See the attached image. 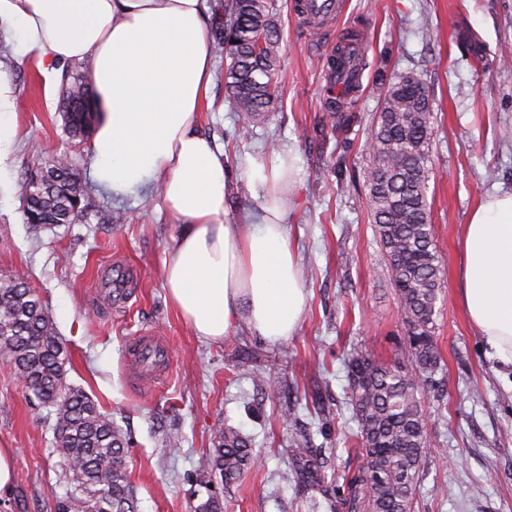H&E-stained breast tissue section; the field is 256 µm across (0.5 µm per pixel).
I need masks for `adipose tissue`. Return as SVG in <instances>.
I'll use <instances>...</instances> for the list:
<instances>
[{
  "label": "adipose tissue",
  "instance_id": "1",
  "mask_svg": "<svg viewBox=\"0 0 512 512\" xmlns=\"http://www.w3.org/2000/svg\"><path fill=\"white\" fill-rule=\"evenodd\" d=\"M209 0H0L46 80L89 63L98 121L94 177L116 194L160 181L184 225L163 259L170 300L201 339L237 325L292 336L306 308L279 191L282 153L253 164L258 220L231 223L224 155L196 129L213 79ZM460 302L490 360L512 367V194L485 198L461 228Z\"/></svg>",
  "mask_w": 512,
  "mask_h": 512
}]
</instances>
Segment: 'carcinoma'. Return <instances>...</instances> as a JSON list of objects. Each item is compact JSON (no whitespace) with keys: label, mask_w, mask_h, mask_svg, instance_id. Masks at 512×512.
Returning <instances> with one entry per match:
<instances>
[{"label":"carcinoma","mask_w":512,"mask_h":512,"mask_svg":"<svg viewBox=\"0 0 512 512\" xmlns=\"http://www.w3.org/2000/svg\"><path fill=\"white\" fill-rule=\"evenodd\" d=\"M223 11L215 38L229 60L225 85L245 136L272 107L280 87V35L272 0H224ZM62 107L74 108L66 113L73 135H87L95 112L91 69L71 70ZM431 123L426 86L413 75H401L388 84L367 143L369 207L406 328L407 361L385 364L362 353L351 357L348 400L362 462L343 484L327 481L325 458L306 430L292 438L289 478L307 493L335 500L337 512H413L429 448L421 396L439 384L434 329L443 274L427 200ZM47 167L54 169L57 187L34 195L28 180L21 184L26 224L36 235L51 225L74 223L86 206L70 168L53 162ZM0 356L14 366L38 405L53 408L54 449L73 475L76 512H137L126 469L129 439L88 394L65 384L64 344L41 299L20 275L0 278ZM254 462L246 438L227 428L219 431L218 446L201 458L200 469L228 486ZM196 512H224L221 496L208 490Z\"/></svg>","instance_id":"carcinoma-1"}]
</instances>
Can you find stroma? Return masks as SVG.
<instances>
[{"label":"stroma","mask_w":512,"mask_h":512,"mask_svg":"<svg viewBox=\"0 0 512 512\" xmlns=\"http://www.w3.org/2000/svg\"><path fill=\"white\" fill-rule=\"evenodd\" d=\"M296 0H276L283 81L277 104L242 137L214 52L212 103L200 131L228 157L230 221L253 220L251 161L293 156L281 188L301 268L306 311L288 339L245 327L219 341L195 336L171 305L162 262L183 226L154 186L115 196L93 178L88 139L71 137L59 110L61 84L47 85L22 35L0 26V76L11 85L17 135L0 158V278L24 274L67 350L66 382L82 388L130 437L126 463L138 512H195L206 500L199 462L232 427L257 458L243 480L217 486L224 512H331L286 481L289 448L304 425L339 484L361 460L346 387L347 361L362 351L391 361L405 351V325L386 274L368 204L366 145L385 84L412 74L432 104L428 203L444 263L435 336L444 377L424 392L431 448L419 472L414 512H512V369L486 361L481 337L458 301L460 228L487 193L512 192V0H346L340 21L310 30ZM350 32L366 35L359 123L335 133L324 107L327 62ZM65 156L90 206L76 223L31 234L20 183L29 167ZM129 272L136 295L103 304L100 277ZM172 353L165 377L129 384L125 343L143 330ZM55 420L35 406L13 366L0 359V448L14 452V486L0 512H59L73 483L51 441ZM178 442H170V434Z\"/></svg>","instance_id":"35a3bbf8"}]
</instances>
